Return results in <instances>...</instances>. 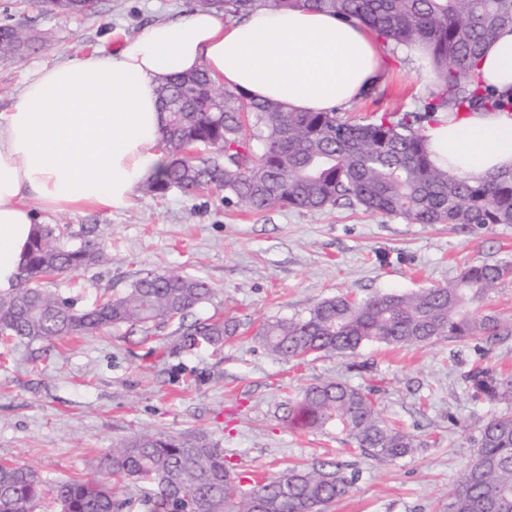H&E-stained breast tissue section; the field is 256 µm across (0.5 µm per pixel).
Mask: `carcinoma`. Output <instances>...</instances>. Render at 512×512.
<instances>
[{
    "mask_svg": "<svg viewBox=\"0 0 512 512\" xmlns=\"http://www.w3.org/2000/svg\"><path fill=\"white\" fill-rule=\"evenodd\" d=\"M43 4L60 14L91 10L84 0ZM196 6L226 20L257 8L328 11L368 27L387 45L424 49L435 81L417 109L356 123L342 120L335 109L294 112L278 101L254 100L216 85L203 70L167 78L160 99L169 160L142 185L144 193L193 195L213 187L226 201L254 211L357 207L409 224H512V169L486 178L459 177L432 163L422 134L424 125L450 110L512 112V95L498 92L476 72L486 45L512 24V0H196ZM37 44L29 29L0 23V59L20 58ZM187 144L211 153L188 157ZM101 259L97 241L67 246L58 226L36 225L21 286L0 294V335L49 341L121 325L148 332L177 321L184 344L192 348L217 345L237 333L232 318L185 325L192 310L213 295L208 283L188 275L148 274L124 294L83 309L38 285ZM509 279L512 264H482L465 268L448 285L411 294L338 295L317 302L304 317L266 321L255 336L272 353L293 359L352 355L367 343L406 347L438 337L497 336L502 321L482 313L479 303ZM466 379L473 398L503 410L482 426L446 512H512V374L478 367ZM294 420L311 428L332 424L377 459L402 458L415 447V436L383 417L370 387L341 381L308 387ZM96 470L97 477L48 487L31 467L0 464V512H33L47 495L60 512H121L130 502L116 498L114 485L126 481L142 486L139 504L145 512H326L356 481L330 463L257 482L227 464L224 451L209 441L148 433L117 443Z\"/></svg>",
    "mask_w": 512,
    "mask_h": 512,
    "instance_id": "carcinoma-1",
    "label": "carcinoma"
}]
</instances>
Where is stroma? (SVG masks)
I'll list each match as a JSON object with an SVG mask.
<instances>
[{
  "instance_id": "obj_1",
  "label": "stroma",
  "mask_w": 512,
  "mask_h": 512,
  "mask_svg": "<svg viewBox=\"0 0 512 512\" xmlns=\"http://www.w3.org/2000/svg\"><path fill=\"white\" fill-rule=\"evenodd\" d=\"M194 7L195 0H99L96 11L72 17L0 0V21L44 37L38 51L0 62V112L38 66L120 45ZM386 69L380 94L344 105L343 118L413 109L431 85L410 57L387 54ZM53 222L68 244L96 239L104 258L77 274L41 280V287L83 308L123 294L136 278L174 270L214 290L194 321L232 316L239 329L222 345L192 350L175 323L53 343L0 339V463L33 467L49 482L86 478L93 459L120 439L203 436L238 471L260 478L324 461L355 473L349 493L328 512H445L466 450L492 411L472 399L465 376L484 363L512 372V334L490 344L481 336L441 337L289 360L270 354L253 331L267 320L304 316L336 295L409 293L448 284L472 265L512 263V224L428 226L347 207L252 211L226 205L213 188L192 197L140 192L125 208L84 209ZM330 380L372 387L384 416L416 436L418 447L380 460L335 428L294 425L304 390Z\"/></svg>"
}]
</instances>
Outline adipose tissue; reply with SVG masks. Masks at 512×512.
Wrapping results in <instances>:
<instances>
[{
  "label": "adipose tissue",
  "instance_id": "adipose-tissue-1",
  "mask_svg": "<svg viewBox=\"0 0 512 512\" xmlns=\"http://www.w3.org/2000/svg\"><path fill=\"white\" fill-rule=\"evenodd\" d=\"M199 68L217 85L300 112L348 104L385 72L366 28L303 9H257L228 23L196 11L118 49L39 66L0 112V290L19 282L37 213L126 207L161 170L159 80ZM480 71L512 89V27L486 48ZM424 135L432 161L458 176L512 168L511 113L443 115Z\"/></svg>",
  "mask_w": 512,
  "mask_h": 512
}]
</instances>
